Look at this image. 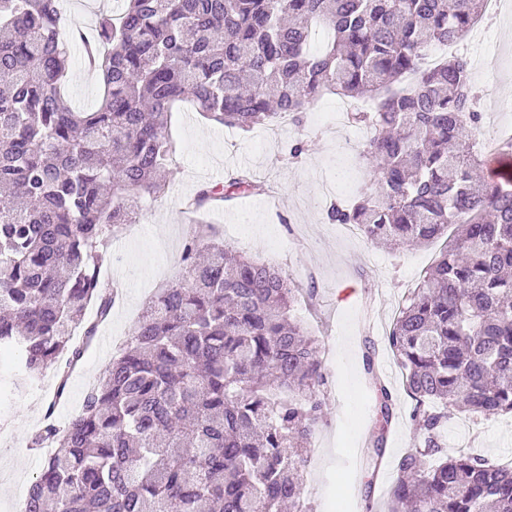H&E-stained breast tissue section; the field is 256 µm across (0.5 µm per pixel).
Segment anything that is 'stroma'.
Wrapping results in <instances>:
<instances>
[{
  "mask_svg": "<svg viewBox=\"0 0 512 512\" xmlns=\"http://www.w3.org/2000/svg\"><path fill=\"white\" fill-rule=\"evenodd\" d=\"M121 0H70L61 32L70 36L77 26L96 23L101 14L118 12ZM470 80L481 97V111L493 117L484 126L486 136L512 125V112L498 106L512 101V20L498 17L493 25L467 40ZM71 65L65 92L72 104L93 109L101 95L95 71L83 64L81 45L69 46ZM334 95L323 97L307 113L296 136L306 141L302 161H289L288 138L269 140L267 127L244 131L202 118L190 102L178 103L170 133L176 146L171 189L146 200L136 223L123 225L110 241L111 258L101 279L124 286L123 301L114 307L81 364L72 372L65 398L55 403L54 420L63 423L81 408L88 381L98 378L119 343L137 323L142 305L158 288L175 282L182 271L179 259L189 215L185 200L200 184L224 185L238 170H250L275 189V197L243 196L210 210L204 218L217 225L224 240L243 254L260 258L295 281H315V305L299 303L293 315L312 335L328 342L329 410L318 428L315 445L318 464L303 474L305 495L314 512H336L334 504L353 499L355 512H384L395 465L415 443L410 412L413 400L402 385L401 369L386 345V334L402 296L416 287L439 255L444 239L419 247L389 249L349 236L342 225L326 220L325 205L334 194L329 186L348 181L343 200L373 191L375 172L357 150H350L360 170L336 161L340 132L329 113L340 105ZM376 341L375 366L381 370L397 399L398 420L385 448L387 466L376 482L366 476V440L371 437L374 401L365 371L364 338ZM19 359L0 358V512H20L18 493L39 475L46 454L29 446L31 434L45 423L44 415L56 388L53 370H45L34 384L18 389L12 384ZM449 450H464L500 464L512 459V416L469 420L467 414L450 417L443 434Z\"/></svg>",
  "mask_w": 512,
  "mask_h": 512,
  "instance_id": "1",
  "label": "stroma"
}]
</instances>
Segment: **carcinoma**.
Returning a JSON list of instances; mask_svg holds the SVG:
<instances>
[{"instance_id": "1", "label": "carcinoma", "mask_w": 512, "mask_h": 512, "mask_svg": "<svg viewBox=\"0 0 512 512\" xmlns=\"http://www.w3.org/2000/svg\"><path fill=\"white\" fill-rule=\"evenodd\" d=\"M80 36L103 72L92 111L69 101L59 0H0V349L57 397L116 287L100 280L112 233L165 193L168 122L190 100L248 130L294 123L326 93L370 105L362 155L377 188L332 202V224L372 243L452 242L394 318L387 345L415 401L420 444L396 464L388 512H512V468L443 450L452 412L512 415V178L493 180L469 133L481 121L459 43L486 0H123ZM330 39L313 47L315 29ZM266 184L240 171L186 203L201 215ZM182 279L143 307L81 411L31 436L52 444L26 512H309L308 444L327 414L320 341L292 319L298 288L194 219ZM85 342H72L87 304ZM371 463L396 417L372 381Z\"/></svg>"}]
</instances>
